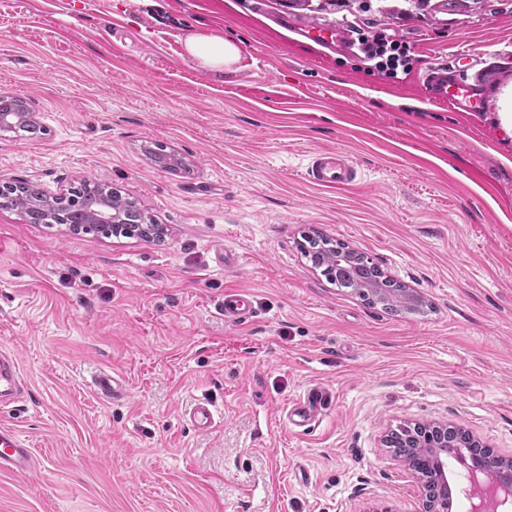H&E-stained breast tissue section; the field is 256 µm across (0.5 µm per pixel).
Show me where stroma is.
Returning <instances> with one entry per match:
<instances>
[{
	"instance_id": "stroma-1",
	"label": "stroma",
	"mask_w": 512,
	"mask_h": 512,
	"mask_svg": "<svg viewBox=\"0 0 512 512\" xmlns=\"http://www.w3.org/2000/svg\"><path fill=\"white\" fill-rule=\"evenodd\" d=\"M357 19L403 34L412 71L385 80L309 34ZM193 34L235 40L238 62L202 66ZM440 63L494 71L476 111L426 82ZM0 92L48 130L0 132V183L98 180L164 230L77 236L0 211V350L24 383L4 420L36 459L0 473V512H422L383 443L401 422L512 459V0L434 17L343 0L319 20L277 0H0ZM156 142L192 176L156 167ZM323 149L354 181L307 177ZM312 230L430 311L392 316L327 283L297 248ZM238 291L253 314L230 322ZM103 369L124 399L94 390ZM313 386L329 398L303 430L287 412ZM204 399L208 431L188 417ZM93 386L105 399L117 400L127 396L125 379L109 371L97 373L93 378Z\"/></svg>"
}]
</instances>
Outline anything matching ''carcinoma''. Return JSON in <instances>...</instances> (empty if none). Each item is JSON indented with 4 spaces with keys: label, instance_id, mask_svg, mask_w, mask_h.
Masks as SVG:
<instances>
[{
    "label": "carcinoma",
    "instance_id": "1",
    "mask_svg": "<svg viewBox=\"0 0 512 512\" xmlns=\"http://www.w3.org/2000/svg\"><path fill=\"white\" fill-rule=\"evenodd\" d=\"M279 4L289 9H302L311 13L321 14L335 0H278ZM28 111L27 102L17 96L0 94V114L12 113L15 119L3 126V130L15 134L26 132L34 134L37 127L26 120L24 113ZM151 159L158 164L169 158L173 164L170 171L186 170L183 158L174 151L166 150L162 144L148 150ZM111 192L113 220L136 230L134 236L147 239L157 238V233H146L141 230L144 225H153L155 221L141 208L138 200L125 197L117 189L108 185L83 180L62 196H50L38 185L26 182H5L0 185V210L14 211L28 224H64L76 234L112 235L109 228L84 227L86 215L99 210L105 203L104 193ZM304 255L312 264L323 271L328 281L338 288L352 290L363 301L370 305H381L390 313H422L427 307L426 302L413 294L405 284L386 276L380 267L368 256L354 251L342 243H335L326 236L311 237L303 235ZM348 254L353 258L352 279L344 280L337 275L335 259L339 254ZM386 446L403 457L408 468L428 480L429 507L434 512H452L453 498L449 489L442 487L441 474L437 466V456L441 452L450 458L469 459L482 466L484 471L498 476L512 466L506 460L494 455L493 451L476 443L468 433L460 428L448 427L438 429L434 426L417 424L403 425L393 430L386 439Z\"/></svg>",
    "mask_w": 512,
    "mask_h": 512
}]
</instances>
